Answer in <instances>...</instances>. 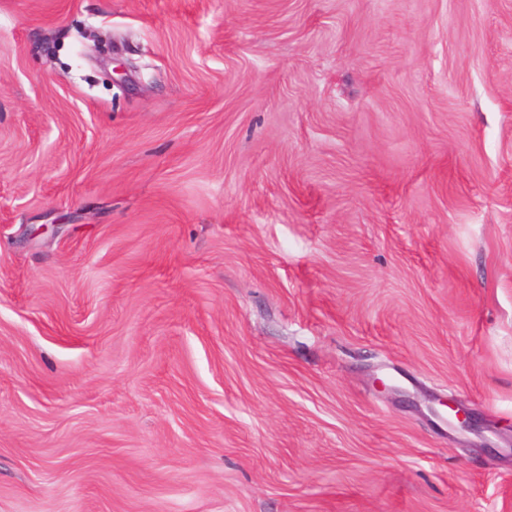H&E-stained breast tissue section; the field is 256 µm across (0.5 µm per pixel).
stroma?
Here are the masks:
<instances>
[{
  "instance_id": "obj_1",
  "label": "stroma",
  "mask_w": 512,
  "mask_h": 512,
  "mask_svg": "<svg viewBox=\"0 0 512 512\" xmlns=\"http://www.w3.org/2000/svg\"><path fill=\"white\" fill-rule=\"evenodd\" d=\"M0 512H512V0H0Z\"/></svg>"
}]
</instances>
